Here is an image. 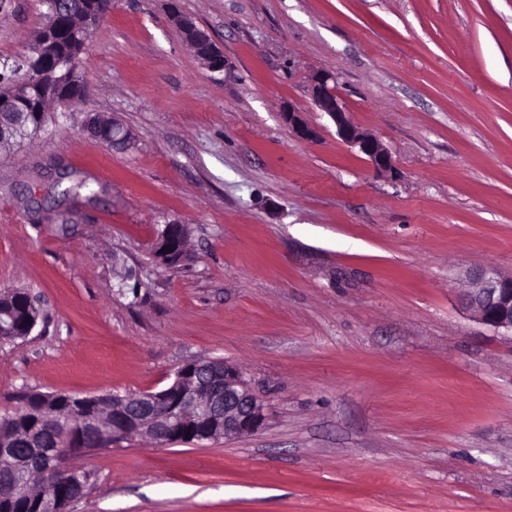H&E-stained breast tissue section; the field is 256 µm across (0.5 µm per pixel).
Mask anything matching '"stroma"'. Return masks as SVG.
I'll return each mask as SVG.
<instances>
[{
  "instance_id": "obj_1",
  "label": "stroma",
  "mask_w": 512,
  "mask_h": 512,
  "mask_svg": "<svg viewBox=\"0 0 512 512\" xmlns=\"http://www.w3.org/2000/svg\"><path fill=\"white\" fill-rule=\"evenodd\" d=\"M45 11L0 0V58ZM320 70L394 173L315 107ZM80 72L72 120L0 155V289L45 314L0 343V416L26 391L158 390L223 359L266 422L73 457L69 512H512V338L460 301L465 270L512 274V0H112ZM89 114L130 143L84 133ZM173 222L189 255L167 269ZM195 42L202 47L203 51L199 57L205 68L211 73H224L228 67V62L223 52L217 48L205 35L197 34Z\"/></svg>"
}]
</instances>
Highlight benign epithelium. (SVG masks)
<instances>
[{
	"label": "benign epithelium",
	"mask_w": 512,
	"mask_h": 512,
	"mask_svg": "<svg viewBox=\"0 0 512 512\" xmlns=\"http://www.w3.org/2000/svg\"><path fill=\"white\" fill-rule=\"evenodd\" d=\"M195 42L202 47L200 59L211 73H224L228 62L223 52L205 35ZM334 76L318 71L311 76V96L317 109L327 114L336 127L337 136L366 156L375 171L395 170L392 156L374 135L360 131L350 120L345 104L331 82ZM288 126L302 139L314 140L315 128L309 126L300 113H282ZM154 249L174 256L181 251L174 234L162 237ZM467 288L462 293L465 309L482 324L512 334V275H504L492 267L470 270L466 274ZM111 402L112 434L98 419H90L77 430L82 445L103 448L120 436L154 435L167 444L174 437L191 440L236 439L256 432L265 420L263 402L253 393L239 368L222 361V367L205 369L202 363L191 360L176 372V382L159 391H143L124 396H107ZM50 463V459L33 451L20 459L14 448H0V465L9 470H22Z\"/></svg>",
	"instance_id": "1"
}]
</instances>
